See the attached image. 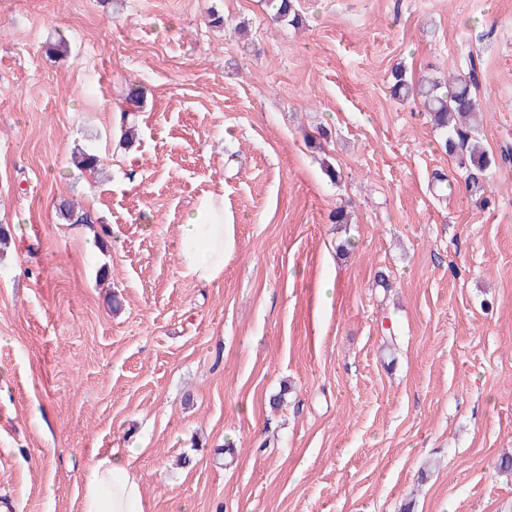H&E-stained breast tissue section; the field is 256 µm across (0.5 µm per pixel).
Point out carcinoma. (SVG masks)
Segmentation results:
<instances>
[{
    "label": "carcinoma",
    "instance_id": "cac0c4a2",
    "mask_svg": "<svg viewBox=\"0 0 512 512\" xmlns=\"http://www.w3.org/2000/svg\"><path fill=\"white\" fill-rule=\"evenodd\" d=\"M270 4L275 20L290 25L299 22L294 0H270ZM480 75V64L473 61L465 76L449 80L446 89L435 83L415 89L409 85L403 71L397 69L392 72L393 95L404 98L417 95L424 110L433 114L436 124L448 130L445 148L460 157L462 168L466 171V184L473 191L483 190L482 177L492 164V158L471 143V122L482 112L476 94ZM76 163L82 170L95 174L102 165V160L96 153L82 150ZM60 213L64 219L77 224L91 222L88 213L75 210L74 204L68 201L60 205Z\"/></svg>",
    "mask_w": 512,
    "mask_h": 512
}]
</instances>
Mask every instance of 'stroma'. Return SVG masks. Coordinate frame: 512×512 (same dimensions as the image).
Returning a JSON list of instances; mask_svg holds the SVG:
<instances>
[{"label":"stroma","instance_id":"1","mask_svg":"<svg viewBox=\"0 0 512 512\" xmlns=\"http://www.w3.org/2000/svg\"><path fill=\"white\" fill-rule=\"evenodd\" d=\"M297 7L0 0V512H80L131 448L148 512H512V0ZM472 54L481 194L390 93ZM217 190L204 288L177 241ZM224 193L209 192L180 225L178 253L183 269L197 283L211 286L224 276Z\"/></svg>","mask_w":512,"mask_h":512}]
</instances>
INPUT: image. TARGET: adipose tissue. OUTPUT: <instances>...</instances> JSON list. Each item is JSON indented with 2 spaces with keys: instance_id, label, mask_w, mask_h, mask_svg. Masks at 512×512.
<instances>
[{
  "instance_id": "adipose-tissue-1",
  "label": "adipose tissue",
  "mask_w": 512,
  "mask_h": 512,
  "mask_svg": "<svg viewBox=\"0 0 512 512\" xmlns=\"http://www.w3.org/2000/svg\"><path fill=\"white\" fill-rule=\"evenodd\" d=\"M225 232L223 193L203 195L181 224L178 237L182 267L197 283L211 286L223 277ZM81 512H146L130 457L91 454L82 479Z\"/></svg>"
}]
</instances>
